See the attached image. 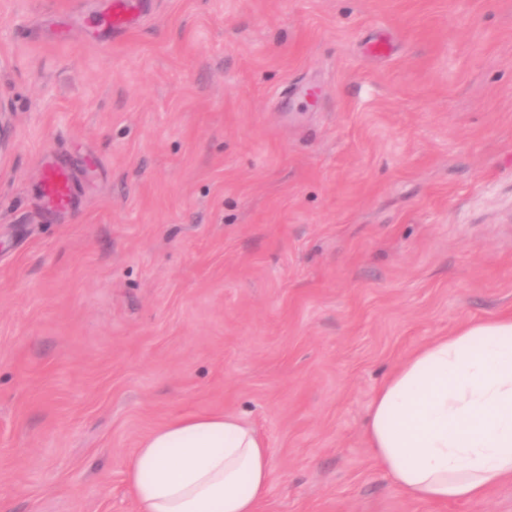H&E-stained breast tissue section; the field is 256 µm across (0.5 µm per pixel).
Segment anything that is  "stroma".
Wrapping results in <instances>:
<instances>
[{
	"label": "stroma",
	"instance_id": "35a3bbf8",
	"mask_svg": "<svg viewBox=\"0 0 512 512\" xmlns=\"http://www.w3.org/2000/svg\"><path fill=\"white\" fill-rule=\"evenodd\" d=\"M146 4L0 0V512H137L140 440L224 412L264 512H512L406 499L364 438L408 354L512 311V0ZM111 7L107 22L112 31L125 30L133 21L144 0H110ZM43 176L38 187L41 207L49 212L70 210L75 204V180L71 170L54 160V152L45 153Z\"/></svg>",
	"mask_w": 512,
	"mask_h": 512
}]
</instances>
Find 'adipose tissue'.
<instances>
[{
  "instance_id": "ef3b65f1",
  "label": "adipose tissue",
  "mask_w": 512,
  "mask_h": 512,
  "mask_svg": "<svg viewBox=\"0 0 512 512\" xmlns=\"http://www.w3.org/2000/svg\"><path fill=\"white\" fill-rule=\"evenodd\" d=\"M364 436L411 500H477L512 479V313L410 353L375 391ZM124 475L138 512H260L273 468L240 416L188 414L147 434Z\"/></svg>"
}]
</instances>
